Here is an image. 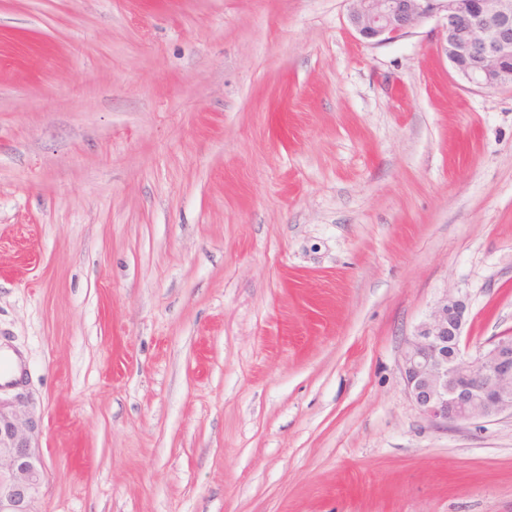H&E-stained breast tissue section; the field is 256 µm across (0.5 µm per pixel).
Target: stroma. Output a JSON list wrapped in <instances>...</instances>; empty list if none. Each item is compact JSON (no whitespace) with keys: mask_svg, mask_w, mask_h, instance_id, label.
<instances>
[{"mask_svg":"<svg viewBox=\"0 0 512 512\" xmlns=\"http://www.w3.org/2000/svg\"><path fill=\"white\" fill-rule=\"evenodd\" d=\"M349 0H0V355L34 512H512V416L401 354L512 334V88ZM465 301L444 293L408 339L400 367L418 410L436 425L512 415V336H498L471 356L463 331Z\"/></svg>","mask_w":512,"mask_h":512,"instance_id":"obj_1","label":"stroma"}]
</instances>
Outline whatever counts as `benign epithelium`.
Segmentation results:
<instances>
[{
  "label": "benign epithelium",
  "instance_id": "7a95c632",
  "mask_svg": "<svg viewBox=\"0 0 512 512\" xmlns=\"http://www.w3.org/2000/svg\"><path fill=\"white\" fill-rule=\"evenodd\" d=\"M349 22L376 43L446 12L445 53L455 72L482 89L512 87V0H351ZM465 301L445 293L408 339L400 367L405 389L431 422L448 427L512 415V336L471 356ZM18 384L0 387V512H33L43 462L33 440L40 419Z\"/></svg>",
  "mask_w": 512,
  "mask_h": 512
}]
</instances>
